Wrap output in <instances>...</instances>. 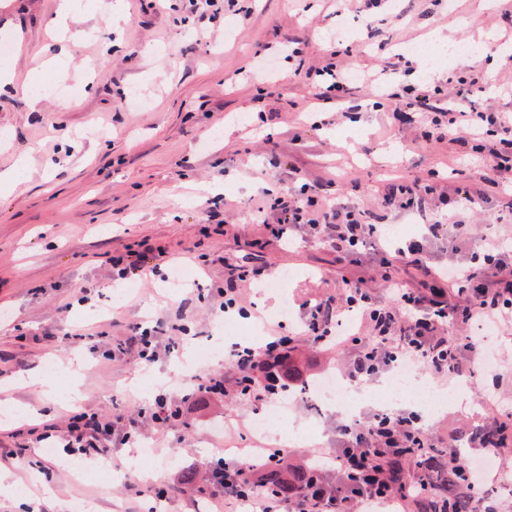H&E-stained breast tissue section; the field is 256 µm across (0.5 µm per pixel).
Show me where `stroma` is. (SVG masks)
<instances>
[{"instance_id": "stroma-1", "label": "stroma", "mask_w": 512, "mask_h": 512, "mask_svg": "<svg viewBox=\"0 0 512 512\" xmlns=\"http://www.w3.org/2000/svg\"><path fill=\"white\" fill-rule=\"evenodd\" d=\"M123 2L120 29L112 27L110 0H84V14L61 36L50 26L56 0H0V40L8 42L0 68L11 70L15 84L47 80L80 90L74 100L44 95L34 110L12 86L0 88V171L21 156L27 162L21 182L0 189V471L27 487L22 499H0V512L29 505L36 512H74L82 501L95 503L97 512H144L150 486L171 487L167 512H216L187 476L219 458L232 468L258 461L267 444L292 461L331 468L344 416L319 407L303 387L339 375L348 353L313 346L303 334L301 306L341 297L344 277L364 270L338 258L324 240L277 241L258 206L307 182L328 199L371 204L411 238L438 214L382 209L375 190L431 169L462 183L483 175L470 147L427 149L416 141V129L390 126L394 100L365 89L354 91L351 115H333L313 129L307 112L314 90L294 78V62L276 51L297 42L305 67H319L329 59L330 34L368 24L369 44L352 42L341 58L349 68H377L404 42L449 39L481 48L512 29V0H454L449 8L403 0L400 13L379 10L370 23L353 8L337 13L334 0H215V14L204 20L195 0ZM259 50L270 58L256 67ZM244 68L249 78L237 81ZM427 75L442 87L493 77L482 100L512 112V56H490L480 65L437 60ZM132 252L134 266L117 279L113 258ZM176 262L196 279L174 291L166 278ZM231 264L258 278L292 274L287 290L241 298L242 322L257 325L261 336L284 331L298 338L302 382L285 394L289 436L257 438L248 423L267 402L233 393L218 405L192 397L185 421L146 431L143 441L155 450L148 478L79 479L65 450L35 448L31 430L39 421L78 407L123 416L157 394L183 393L181 376L169 367L187 338L201 343L217 333ZM117 281L128 291L120 305L112 299ZM83 287L93 299L80 304ZM154 320L170 347L155 363L101 358L129 325ZM492 344L494 368L470 385L512 397V333ZM75 353L86 361L79 403H70L63 389L48 398L19 385L47 357L63 366ZM403 399L443 439L482 415L459 405L425 412L411 394ZM10 453L23 455L24 464L7 462Z\"/></svg>"}]
</instances>
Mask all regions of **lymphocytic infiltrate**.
I'll list each match as a JSON object with an SVG mask.
<instances>
[{
    "label": "lymphocytic infiltrate",
    "instance_id": "1",
    "mask_svg": "<svg viewBox=\"0 0 512 512\" xmlns=\"http://www.w3.org/2000/svg\"><path fill=\"white\" fill-rule=\"evenodd\" d=\"M401 70L400 62L386 67L382 78L360 76L350 79L339 61L307 69L305 78L317 90L316 100L344 109L351 89L374 88L383 96H395L394 119L412 123L419 112L428 113L435 133L423 134V142H457L466 134L472 150L485 155L487 170L479 181L463 185L440 182L435 171L426 176L392 184L387 196L399 208L425 212L440 206L450 218L447 263L431 264L426 244L438 238L440 227L423 225L420 236L390 240L374 213L355 204L324 201L309 183L288 196L274 197L266 205V224L272 236L283 237L287 227L311 225L337 252L351 256L355 263L370 262L383 273L385 287L394 293L392 302L376 298L370 289L356 288L342 298H329L310 306L305 334L312 344L343 341L352 355L344 369L352 380L373 376L401 364L420 365L430 372L455 377L470 372L475 354L487 333L512 325V232L476 234L473 225L460 214L470 206L482 205L495 211L502 223H512V113L477 106L472 88L459 83L451 92L420 81L403 84L400 93L391 87ZM412 266L422 270L415 282L393 280L394 267ZM359 312L364 336L342 335L339 316ZM468 326L463 340L450 337L452 329ZM162 334L159 326L135 324L105 358L132 356L143 364L159 356ZM291 341L274 336L264 346L234 345L228 360L241 371L261 376L266 398L287 390L277 369L279 361L291 353ZM489 410L483 429L469 434L471 448H493L491 433L512 434V401L496 395L482 396ZM342 446L336 451L337 482H330L322 468H315L313 481L295 498V512H380L381 508L404 505L408 492L392 489L387 481V464L417 460L424 449L436 442L419 415L381 413L367 421L343 425ZM141 434L139 428L118 429L111 418L90 409L70 414L63 425L48 424L38 433L37 442L58 441L73 455L92 458L109 455L113 442L128 444Z\"/></svg>",
    "mask_w": 512,
    "mask_h": 512
}]
</instances>
